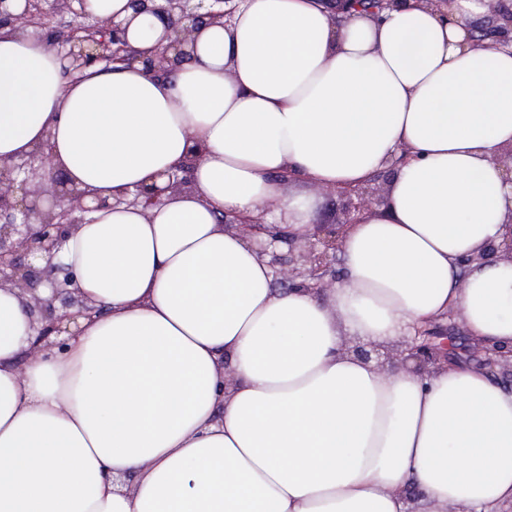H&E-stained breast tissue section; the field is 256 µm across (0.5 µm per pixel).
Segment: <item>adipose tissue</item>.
I'll list each match as a JSON object with an SVG mask.
<instances>
[{
  "instance_id": "obj_1",
  "label": "adipose tissue",
  "mask_w": 512,
  "mask_h": 512,
  "mask_svg": "<svg viewBox=\"0 0 512 512\" xmlns=\"http://www.w3.org/2000/svg\"><path fill=\"white\" fill-rule=\"evenodd\" d=\"M88 9L144 53L169 42L129 0ZM484 11L241 0L167 78L97 64L74 81L41 32L0 30V158L46 142L71 185L124 199L57 254L98 310L65 346L34 350L25 299L0 288V512H409V485L418 512L512 503V392L343 349L451 306L512 346V262L460 268L512 210L495 161L512 144V49L471 45ZM197 144L189 190L133 204ZM392 164L325 295L276 290L224 229L239 215L307 232L323 200L295 184L354 187Z\"/></svg>"
}]
</instances>
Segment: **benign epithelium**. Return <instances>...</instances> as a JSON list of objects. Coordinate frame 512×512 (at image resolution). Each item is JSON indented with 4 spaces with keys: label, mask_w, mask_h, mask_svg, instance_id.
Wrapping results in <instances>:
<instances>
[{
    "label": "benign epithelium",
    "mask_w": 512,
    "mask_h": 512,
    "mask_svg": "<svg viewBox=\"0 0 512 512\" xmlns=\"http://www.w3.org/2000/svg\"><path fill=\"white\" fill-rule=\"evenodd\" d=\"M231 0H129L134 14H152L172 32L169 45L154 51L149 58L133 48L126 39V27L111 18H99L87 10L86 0H25L19 13L10 9V0H0V28H36L54 37L69 60L68 75L77 77L91 65L133 64L141 62L154 77L171 74L187 58L186 46L194 41L195 33L203 24H226L234 9L226 8ZM489 17L482 35H470L476 46L491 48L512 47V5L508 0H489ZM49 145L36 149L31 158L21 163L0 159V288L19 290L27 298L32 322L37 324L38 341L45 347L61 346L54 341L69 333L67 323L80 315L89 316L96 309L87 304L78 292L68 288L69 276L63 279L45 277L29 258L39 254L47 267L65 272L53 263L65 234L84 223L85 214L95 208H107L105 199L95 207L85 202L84 192L70 186L65 175L48 168ZM196 160L191 157L182 167L184 175L171 177L164 187L140 189L134 203L148 209L160 202L170 191L190 187L189 168ZM384 187L376 179L362 185L338 191L348 199L341 216L331 224H314L303 236L288 235V258H283L273 247L275 240H264L249 220H224V228L236 230L245 236L258 258H269V263L282 271L288 265V281L312 296L319 295L327 283L324 276L336 262L343 239L350 228L359 223L365 203L380 206L386 201ZM503 240L490 242L483 250L465 258L466 265L488 258L512 261V210L508 212ZM48 283L50 295L43 296L39 288ZM344 350L357 360L375 364L383 372L409 369L431 377L448 367V348L434 341L419 344L418 336H402L387 344L362 343L354 339L344 342ZM483 366L505 380L512 378V348L484 346Z\"/></svg>",
    "instance_id": "obj_1"
}]
</instances>
